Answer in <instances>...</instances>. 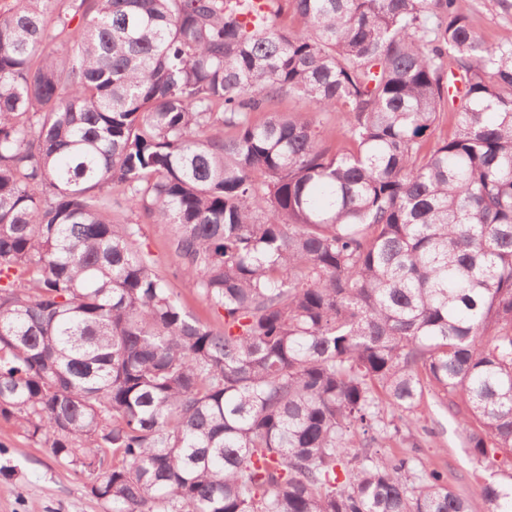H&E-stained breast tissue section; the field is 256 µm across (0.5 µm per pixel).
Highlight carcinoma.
Masks as SVG:
<instances>
[{"label": "carcinoma", "instance_id": "obj_1", "mask_svg": "<svg viewBox=\"0 0 512 512\" xmlns=\"http://www.w3.org/2000/svg\"><path fill=\"white\" fill-rule=\"evenodd\" d=\"M469 2L4 0L0 417L112 512H469L380 455L427 392L512 455V40ZM485 0H472L471 19L476 31L489 42L512 39V17L505 19L490 11ZM144 237L141 242L145 251L151 253L152 258L155 260L156 267L159 270H164L173 265L174 258L169 253L165 245V232L162 224H145ZM170 282L171 288L180 295L187 311L206 323L213 324L215 322L214 315L203 296L193 291L181 279L171 278Z\"/></svg>", "mask_w": 512, "mask_h": 512}]
</instances>
